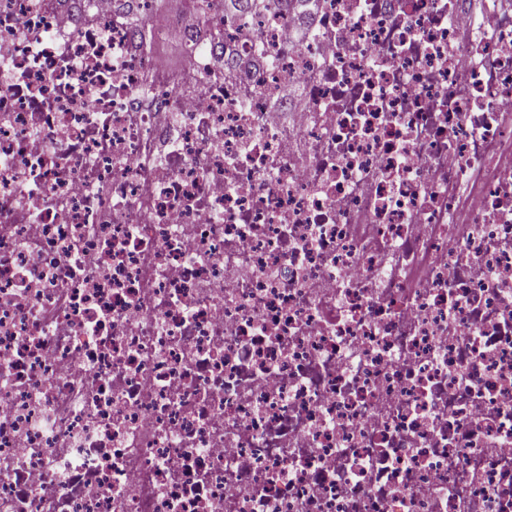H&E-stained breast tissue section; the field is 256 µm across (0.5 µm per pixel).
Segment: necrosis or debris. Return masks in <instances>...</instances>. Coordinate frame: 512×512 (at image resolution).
Returning a JSON list of instances; mask_svg holds the SVG:
<instances>
[{
    "mask_svg": "<svg viewBox=\"0 0 512 512\" xmlns=\"http://www.w3.org/2000/svg\"><path fill=\"white\" fill-rule=\"evenodd\" d=\"M484 2L0 0V512H512Z\"/></svg>",
    "mask_w": 512,
    "mask_h": 512,
    "instance_id": "4bbe7bcc",
    "label": "necrosis or debris"
}]
</instances>
